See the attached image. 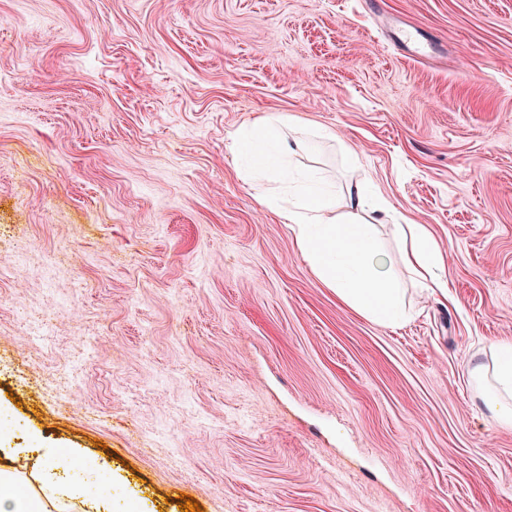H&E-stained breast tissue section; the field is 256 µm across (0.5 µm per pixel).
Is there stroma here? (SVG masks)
<instances>
[{
	"mask_svg": "<svg viewBox=\"0 0 512 512\" xmlns=\"http://www.w3.org/2000/svg\"><path fill=\"white\" fill-rule=\"evenodd\" d=\"M421 28L414 59L399 31ZM373 185L410 319L361 316L237 138ZM425 225L447 295L404 268ZM512 339V0H0V432L91 497L180 512H512L470 384Z\"/></svg>",
	"mask_w": 512,
	"mask_h": 512,
	"instance_id": "obj_1",
	"label": "stroma"
}]
</instances>
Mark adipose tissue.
<instances>
[{
	"label": "adipose tissue",
	"instance_id": "obj_1",
	"mask_svg": "<svg viewBox=\"0 0 512 512\" xmlns=\"http://www.w3.org/2000/svg\"><path fill=\"white\" fill-rule=\"evenodd\" d=\"M288 116L266 115L240 139V146L263 156L280 172V190H269L266 202L274 205L289 224L295 242L315 277L336 292L341 301L362 316L399 326L408 318L403 290L394 278L386 254L377 243L369 209L386 214L390 206L367 202V186L359 183L348 191L344 213L336 211V190L323 179L298 171L292 165L302 142H288L281 129ZM406 267L423 288L446 291L437 274L442 255L430 233L411 224L403 237ZM492 369L475 364L471 377L479 387L482 408L502 429H512V341L492 339ZM111 501L87 500L78 481L59 465L54 449H46L37 475L22 477L13 469H0V512H112Z\"/></svg>",
	"mask_w": 512,
	"mask_h": 512
}]
</instances>
